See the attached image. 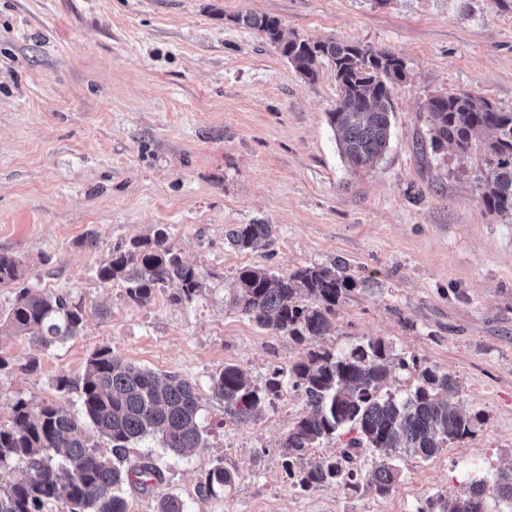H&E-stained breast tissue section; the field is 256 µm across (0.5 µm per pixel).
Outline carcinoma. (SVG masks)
Instances as JSON below:
<instances>
[{"label": "carcinoma", "mask_w": 512, "mask_h": 512, "mask_svg": "<svg viewBox=\"0 0 512 512\" xmlns=\"http://www.w3.org/2000/svg\"><path fill=\"white\" fill-rule=\"evenodd\" d=\"M235 22L262 32L308 79L316 78L325 61L334 68L340 106L328 118L350 168H364L384 153L391 132V90L405 78L402 58L382 49L289 37L280 20L267 14L239 16ZM425 110L435 152L451 147L465 153L474 132H492L482 145L486 169L481 199L489 212L512 217V111L467 91L435 95ZM271 236L270 224H238L227 232L229 243L241 250L265 247ZM97 276L105 283H123L136 304L170 286L175 287L173 302H191L203 288L199 271L172 249L163 229L150 242L114 249ZM21 277L19 261L0 253V287ZM365 283L345 264L281 274L244 266L236 276L233 302L257 325L303 345L332 332L336 307ZM85 319V308L66 297L24 287L7 321L17 334L35 336L51 347L76 336ZM396 367H410L416 375L413 390L402 399L385 390ZM210 383L224 400V414L239 422L257 416L288 388L301 393L307 412L282 440L281 466L288 481L302 490L328 483L384 497L401 477V457L428 460L474 428L450 373L395 354L381 337L346 352L311 349L306 358L274 368L262 387L233 363L212 375ZM56 388L78 393L81 409L72 412L53 402L34 406L19 399L10 420L0 423V512H132L120 494L123 485L146 490L161 481V473L149 460L130 462V445L157 435L164 448L181 455L202 441L196 388L185 379L162 378L128 364L109 346L91 356L78 378L59 377ZM343 435L349 439L338 453L311 457L312 449ZM102 441L107 447L100 446ZM364 451H374L378 458L368 478L355 466ZM233 482V474L217 464L198 482L196 495L215 497ZM490 494L512 507V467L498 471L491 487L472 480L458 499L429 497L416 512H485ZM157 512H186V505L180 496L167 494L158 501Z\"/></svg>", "instance_id": "cac0c4a2"}]
</instances>
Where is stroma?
I'll use <instances>...</instances> for the list:
<instances>
[{
	"label": "stroma",
	"mask_w": 512,
	"mask_h": 512,
	"mask_svg": "<svg viewBox=\"0 0 512 512\" xmlns=\"http://www.w3.org/2000/svg\"><path fill=\"white\" fill-rule=\"evenodd\" d=\"M278 17L287 34L370 45L402 57L386 152L364 169L343 162L328 114L333 69L304 79L236 17ZM469 91L512 110V0H0V252L24 275L0 288V320L18 286L82 304L80 333L46 348L0 328V422L18 399L70 410L56 379L81 374L110 346L123 361L196 384L205 431L176 456L149 435L131 458L162 474L127 485L133 512L179 495L188 512H415L494 483L512 465V220L486 210L469 152L421 149L423 107ZM236 224H269V246L238 250ZM165 229L203 275L193 302L170 291L130 301L96 271L116 247ZM347 262L369 278L336 309V329L311 346L264 328L232 303L239 268L275 272ZM371 337L452 373L471 435L429 460L406 458L390 495L283 478L280 443L304 414L288 392L245 422L225 419L212 374L233 363L263 384L308 348L345 350ZM38 361V372L28 370ZM492 456L486 465L484 456ZM222 465L235 477L202 500L196 485Z\"/></svg>",
	"instance_id": "35a3bbf8"
}]
</instances>
